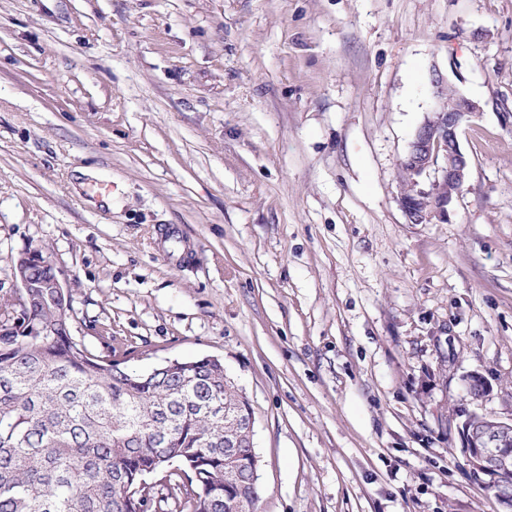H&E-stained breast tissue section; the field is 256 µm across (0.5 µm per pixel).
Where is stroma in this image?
Masks as SVG:
<instances>
[{
	"label": "stroma",
	"mask_w": 512,
	"mask_h": 512,
	"mask_svg": "<svg viewBox=\"0 0 512 512\" xmlns=\"http://www.w3.org/2000/svg\"><path fill=\"white\" fill-rule=\"evenodd\" d=\"M435 70L480 114L414 224ZM507 112L512 0H0V297L39 245L93 352L223 358L257 512H506L458 429L512 418Z\"/></svg>",
	"instance_id": "obj_1"
}]
</instances>
